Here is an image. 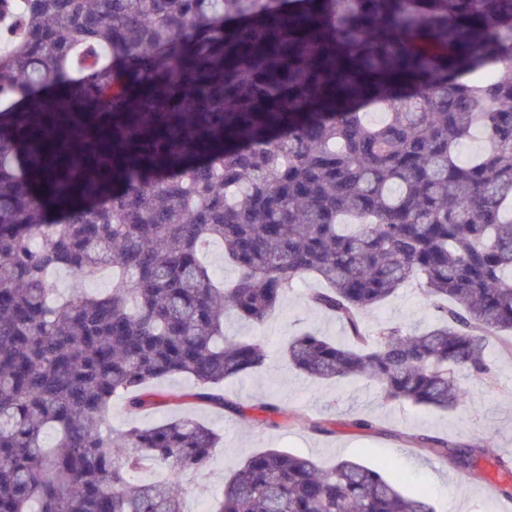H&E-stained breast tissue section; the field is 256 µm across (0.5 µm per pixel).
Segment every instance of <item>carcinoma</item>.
<instances>
[{
	"label": "carcinoma",
	"instance_id": "cac0c4a2",
	"mask_svg": "<svg viewBox=\"0 0 512 512\" xmlns=\"http://www.w3.org/2000/svg\"><path fill=\"white\" fill-rule=\"evenodd\" d=\"M0 39V100L18 103L0 108V512H186L217 435L182 415L116 432L112 400L138 414L186 375L234 408L224 383L269 357L224 314L261 325L306 275L351 346L302 332L288 365L465 407L459 373L488 375L512 331V0H0ZM489 63L498 78H475ZM59 267L117 275L56 301ZM413 281L435 325L369 335L364 312ZM411 443L458 466L483 452ZM210 512L435 508L381 466L270 448ZM213 248L206 252V260L215 278L230 282L236 277L234 268L224 262L223 247L217 243H213Z\"/></svg>",
	"mask_w": 512,
	"mask_h": 512
}]
</instances>
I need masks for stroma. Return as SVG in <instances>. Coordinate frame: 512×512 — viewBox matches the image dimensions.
I'll return each mask as SVG.
<instances>
[{"label":"stroma","mask_w":512,"mask_h":512,"mask_svg":"<svg viewBox=\"0 0 512 512\" xmlns=\"http://www.w3.org/2000/svg\"><path fill=\"white\" fill-rule=\"evenodd\" d=\"M320 281L307 277L290 289L270 319L255 326L236 315L224 321L227 335L262 343L270 356L268 368L230 379L224 386L235 411H217L194 401L178 407L159 406L127 413L113 402L109 423L123 431L166 422L174 415H191L220 435L213 453V470L196 494L185 497L188 512H207L224 489L226 467L243 463L264 448H280L313 457L322 468L341 459L374 464L387 462L389 476L407 492L425 491L437 512H500L503 499L488 495L490 478L501 477L499 459H512V352L495 341L488 352L490 377H466L470 395L463 410L441 411L382 400L377 385L365 377L324 380L307 376L284 363L289 339L309 328L339 344L349 337L335 317L313 307L309 296ZM434 321L417 285L401 288L382 306L366 312L364 325L382 323L425 328ZM280 405L275 424L264 421L260 406ZM438 437L457 445H478L484 454L470 468L450 467L416 454L405 435Z\"/></svg>","instance_id":"35a3bbf8"}]
</instances>
